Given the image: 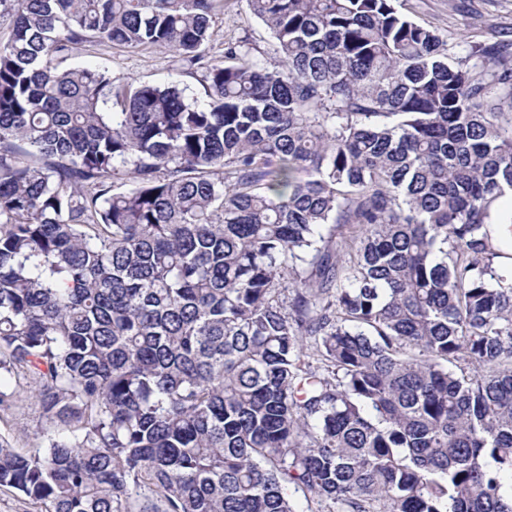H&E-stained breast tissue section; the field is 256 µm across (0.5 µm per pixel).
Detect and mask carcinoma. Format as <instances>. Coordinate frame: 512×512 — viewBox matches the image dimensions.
Wrapping results in <instances>:
<instances>
[{
	"instance_id": "1",
	"label": "carcinoma",
	"mask_w": 512,
	"mask_h": 512,
	"mask_svg": "<svg viewBox=\"0 0 512 512\" xmlns=\"http://www.w3.org/2000/svg\"><path fill=\"white\" fill-rule=\"evenodd\" d=\"M221 2L0 0V407L30 389L48 440L0 438V488L512 512V284L481 232L512 225V40L452 55L397 0H246L279 60L227 45L202 102L59 68L107 42L192 69Z\"/></svg>"
}]
</instances>
